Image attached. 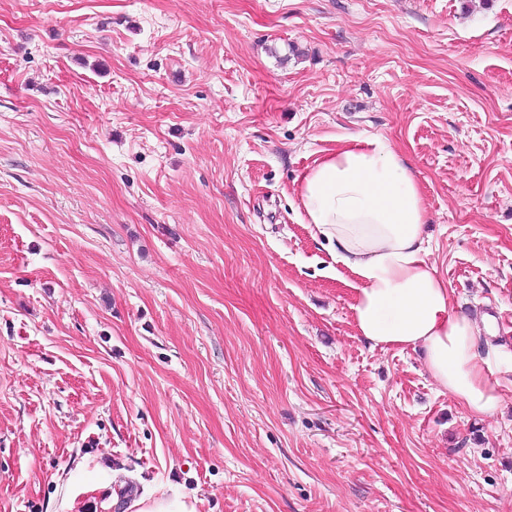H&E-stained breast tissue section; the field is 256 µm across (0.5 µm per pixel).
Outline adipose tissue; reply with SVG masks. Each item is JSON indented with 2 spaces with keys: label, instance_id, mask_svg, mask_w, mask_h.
<instances>
[{
  "label": "adipose tissue",
  "instance_id": "adipose-tissue-1",
  "mask_svg": "<svg viewBox=\"0 0 512 512\" xmlns=\"http://www.w3.org/2000/svg\"><path fill=\"white\" fill-rule=\"evenodd\" d=\"M306 223L336 245L349 272L354 324L374 347L419 348L429 375L478 415L501 404L476 348L477 327L452 310L450 290L426 260L422 190L382 136H348L302 178Z\"/></svg>",
  "mask_w": 512,
  "mask_h": 512
}]
</instances>
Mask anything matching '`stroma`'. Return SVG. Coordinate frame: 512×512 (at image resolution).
<instances>
[{
  "mask_svg": "<svg viewBox=\"0 0 512 512\" xmlns=\"http://www.w3.org/2000/svg\"><path fill=\"white\" fill-rule=\"evenodd\" d=\"M386 137L501 407L356 333L297 189ZM512 0H0V512H512ZM128 511L135 512H196V508L186 496L175 492L172 496L144 495L127 506Z\"/></svg>",
  "mask_w": 512,
  "mask_h": 512,
  "instance_id": "35a3bbf8",
  "label": "stroma"
}]
</instances>
